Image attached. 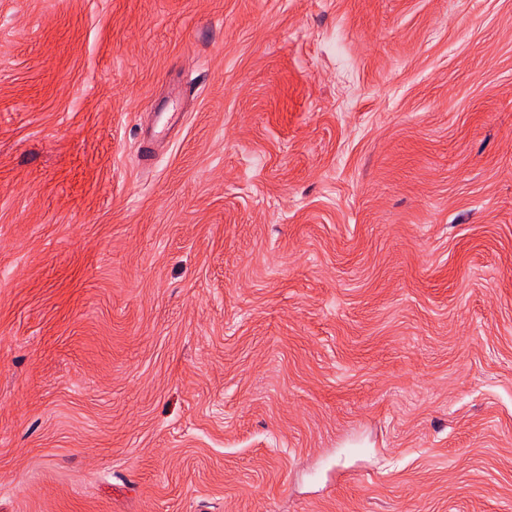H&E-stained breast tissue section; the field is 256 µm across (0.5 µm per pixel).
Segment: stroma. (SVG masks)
<instances>
[{
	"label": "stroma",
	"instance_id": "obj_1",
	"mask_svg": "<svg viewBox=\"0 0 512 512\" xmlns=\"http://www.w3.org/2000/svg\"><path fill=\"white\" fill-rule=\"evenodd\" d=\"M0 512H512V0H0Z\"/></svg>",
	"mask_w": 512,
	"mask_h": 512
}]
</instances>
